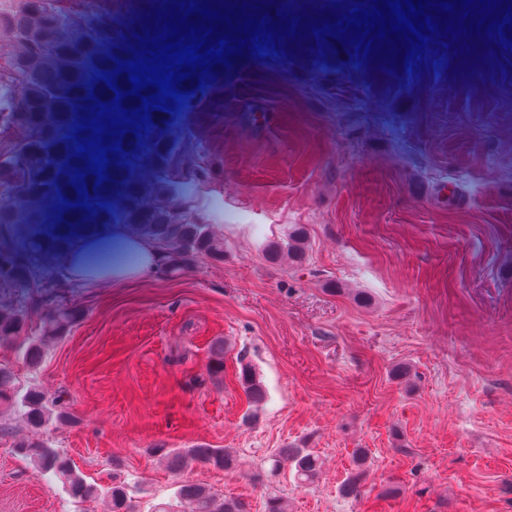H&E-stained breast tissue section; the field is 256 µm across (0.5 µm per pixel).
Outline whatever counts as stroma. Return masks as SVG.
I'll return each instance as SVG.
<instances>
[{
	"mask_svg": "<svg viewBox=\"0 0 512 512\" xmlns=\"http://www.w3.org/2000/svg\"><path fill=\"white\" fill-rule=\"evenodd\" d=\"M261 56L172 110L160 130L173 150L134 202L164 196L184 223L212 225L223 258L173 277L58 279L84 316L17 373L76 421L39 437L91 480L120 463L148 503L175 490L152 447L204 443L234 449L237 468L184 479L251 512L270 485L292 512H512V81L449 87L442 55L425 93L412 72L376 93L357 61L315 60L298 78ZM295 231L302 262L270 258ZM244 364L262 404L239 385ZM400 364L409 379L394 378ZM27 433L0 404V512H103L15 455ZM286 446L318 452V481L253 480ZM359 448L371 475L346 497ZM238 381L245 395L251 402L260 404L265 401L266 390L251 365H241L238 373Z\"/></svg>",
	"mask_w": 512,
	"mask_h": 512,
	"instance_id": "1",
	"label": "stroma"
}]
</instances>
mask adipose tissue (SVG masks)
<instances>
[{"label": "adipose tissue", "instance_id": "adipose-tissue-1", "mask_svg": "<svg viewBox=\"0 0 512 512\" xmlns=\"http://www.w3.org/2000/svg\"><path fill=\"white\" fill-rule=\"evenodd\" d=\"M122 234V228L108 225L102 228L97 237L76 240L71 245L65 262L66 277L74 281L97 283L151 277L163 264L164 257L149 240L138 239L134 242L141 256L139 265L132 267L113 261V241Z\"/></svg>", "mask_w": 512, "mask_h": 512}]
</instances>
